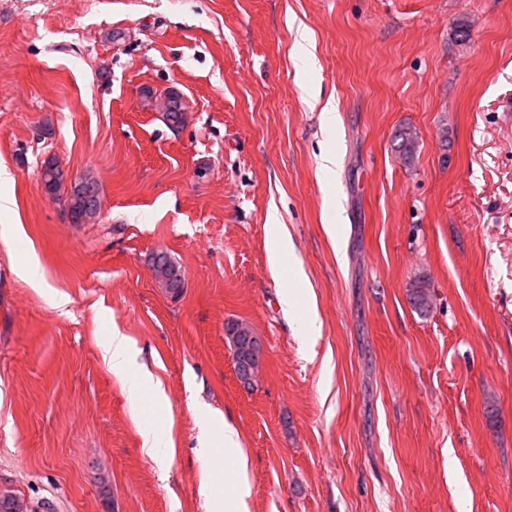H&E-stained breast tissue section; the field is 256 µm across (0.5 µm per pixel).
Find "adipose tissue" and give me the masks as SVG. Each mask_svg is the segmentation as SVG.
<instances>
[{
	"label": "adipose tissue",
	"instance_id": "ef3b65f1",
	"mask_svg": "<svg viewBox=\"0 0 512 512\" xmlns=\"http://www.w3.org/2000/svg\"><path fill=\"white\" fill-rule=\"evenodd\" d=\"M141 354L135 343L120 331H113L102 345V357L109 365L113 375L122 376L130 369H137L141 381L150 385L155 400H163L164 389L154 379L149 366L140 361ZM217 445L221 447V455L211 457L206 462V470L210 480L224 479L226 482L237 485L238 492L235 496L225 498L217 503L218 512H249L247 499L250 488L246 480L247 457L241 445L240 437L232 426H224L219 429Z\"/></svg>",
	"mask_w": 512,
	"mask_h": 512
}]
</instances>
